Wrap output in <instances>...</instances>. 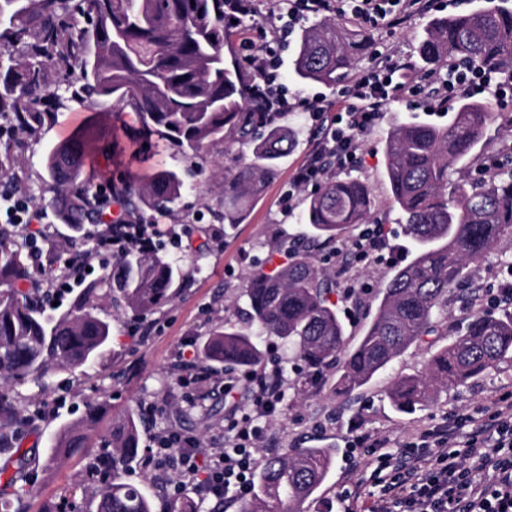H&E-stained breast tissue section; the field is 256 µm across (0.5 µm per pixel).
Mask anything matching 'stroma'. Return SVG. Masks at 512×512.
<instances>
[{"label":"stroma","mask_w":512,"mask_h":512,"mask_svg":"<svg viewBox=\"0 0 512 512\" xmlns=\"http://www.w3.org/2000/svg\"><path fill=\"white\" fill-rule=\"evenodd\" d=\"M466 0H430L426 9L409 15L399 24L366 25L344 18L349 30L364 34L372 46L352 65L350 76L369 70L376 60L388 61L416 75L420 61L416 53L419 38L427 21L466 9ZM296 50L295 40L278 45L277 81L287 87L289 95H322L335 101L337 89L321 83H301L293 74L291 64ZM459 104L451 99L438 105L429 87H421L411 97L388 104L376 126L362 138L358 161L349 171H337V178L352 174L366 182L375 200V215L385 224L390 244L401 248V262H408L410 242L397 222L393 210L385 170V137L395 125L409 122L451 121ZM93 121L114 137L119 147L114 154L94 153L85 162L84 184L93 189L112 179L114 184L143 181L160 170L179 172L185 182L182 199L174 214L143 212L146 220H155L162 227L186 224L190 235L184 236L182 249L173 248L168 239L159 245L176 265L187 272L176 297L162 305L146 320L152 328L149 340L133 332L129 318L112 323V350L104 362L86 373L57 370L42 382L31 381L20 386H7L1 392L26 416V423L13 438L14 447L24 452L25 466L18 475L17 486L0 489V500L11 503L10 512H60L62 498L71 495L76 512H96L93 500L101 482L96 459L102 443L112 431V423L124 414L135 413L141 420L140 450L135 461L123 471L126 481L143 484L151 497L153 512H167L170 503L165 477L167 467L149 461L146 448L152 436L175 426L206 441L223 442L226 434L224 379L216 377L207 396L190 402L178 383L179 370L173 352L181 341L201 342L210 330L227 320H236L235 302L243 278L256 262H283L281 250L289 238L301 233L300 219L307 197L297 191L291 210L281 207V198L288 190L293 170L306 158L320 129L311 121L301 120L295 113L281 117L283 125L293 127L297 142L264 189L245 223L224 224V178L213 173L210 166L197 167L167 137L153 132L139 143H132L127 134L139 128L140 122L132 108L97 106L81 110L80 106L58 112L35 137L19 138L11 150L18 157L12 179L31 201H38L47 174L45 154L64 135L74 134L84 123ZM393 265L384 260L350 263L343 278L336 281L332 300L349 334H358L368 321L366 313L355 310L354 298L345 293L349 284L362 280L360 270H369L363 280L371 287L386 281ZM449 342L448 336L424 337L410 346L390 365L385 375L350 394H334V370H326L316 388L307 397L297 394L296 380H289L281 411L271 420L267 432L266 454H283L291 448H332L336 455L331 471L305 505V512H341L339 496L359 479L369 478L375 467L371 449L357 448L354 438L370 432L389 439L390 451L404 448L421 427L454 423L458 416L487 418L492 403L501 394L512 392V361L500 364L482 377L471 381L462 390L442 391L435 402L411 413L397 411L386 392L391 379L419 374L426 370L436 351ZM95 399L99 408L94 417L88 447L76 449L59 465H48L47 450L58 430L78 421L85 413V402ZM156 403L155 412H147L148 403Z\"/></svg>","instance_id":"1"}]
</instances>
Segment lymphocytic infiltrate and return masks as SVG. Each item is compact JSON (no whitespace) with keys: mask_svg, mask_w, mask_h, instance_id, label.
<instances>
[{"mask_svg":"<svg viewBox=\"0 0 512 512\" xmlns=\"http://www.w3.org/2000/svg\"><path fill=\"white\" fill-rule=\"evenodd\" d=\"M425 6V0H279L278 24L270 37L248 40L246 62L257 79L267 111L285 112L296 107L322 127L321 137L294 169L283 205H290L294 191L318 186L330 171L353 165L363 136L375 127L384 107L415 91L417 84L394 80L392 73L374 66L342 92L340 106L331 115L322 98H292L286 88L276 86L274 42L286 40L296 25L313 15H348L375 26L399 23L409 10ZM431 82L449 97L490 89L504 98L512 92L511 82L493 80L473 68L435 73ZM96 194L103 215L101 245L111 254L154 247L163 236L173 247H181L179 233H164L160 225L140 218L113 216L115 195L101 187ZM43 218V211L12 183L0 187V222L12 226L26 246L27 260L59 299L79 286L80 280L72 272L69 250L45 253ZM243 382L252 388L253 412L230 419L231 435L224 443L207 444L178 428L153 437L151 454L163 459L171 470L174 495L189 490L201 501L229 497L241 502L250 497L255 454L266 442L262 420L273 415L283 401L286 379L279 365L249 372L243 379L225 381V398H233ZM387 444V439L366 432L355 440L356 447L381 451L378 469L382 488L368 512H512V393L496 399L487 421L474 425L465 435H458L456 426L448 425L417 431L406 452H387Z\"/></svg>","mask_w":512,"mask_h":512,"instance_id":"lymphocytic-infiltrate-1","label":"lymphocytic infiltrate"}]
</instances>
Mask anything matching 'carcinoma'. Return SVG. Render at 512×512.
I'll return each instance as SVG.
<instances>
[{"mask_svg":"<svg viewBox=\"0 0 512 512\" xmlns=\"http://www.w3.org/2000/svg\"><path fill=\"white\" fill-rule=\"evenodd\" d=\"M224 0H0V120L35 135L55 116L46 111L110 97L131 107L141 122L185 152L205 154L224 143V154L245 147L232 172H224V223L249 216L265 182L294 149L292 131L260 111L252 76L238 57L226 60ZM369 41L336 21L303 27L293 73L303 83L342 82ZM428 70L472 64L512 79V6L508 0L434 17L417 46ZM488 102L465 100L447 126L407 122L385 138L389 198L413 242L411 260L392 270L375 297V311L349 351L329 300L336 269L318 252L335 246L347 228L372 222L368 185L330 177L306 198L310 236L288 246V263L250 273L243 285L248 310L215 327L198 348L200 363L224 372H250L264 361L262 339L275 336L300 362L298 390L309 391L323 369L337 364L336 393L369 384L422 337L447 328L448 292L471 268L512 238V168L497 164L474 179L463 170L496 120ZM88 123L49 151L41 196L64 224L81 231L97 210L96 194L83 187L81 158L96 143ZM457 179H452L453 173ZM184 180L159 170L121 190L126 206L171 212ZM30 276L18 249L0 230V384L47 376L56 368L82 372L111 351L112 324L98 310L145 319L177 295L182 270L159 249L112 257V274L83 283L69 309L46 312L25 299L18 285ZM512 361V311L476 310L438 350L427 370L400 376L388 390L402 410L425 407L441 390L466 385ZM22 424L12 401L0 395V441ZM140 419L130 413L112 425V475L95 493L97 512H152L146 494L123 481L120 467L138 455ZM89 436L73 423L53 441L47 463L61 462ZM336 450L297 448L261 459L242 512H301L326 480Z\"/></svg>","mask_w":512,"mask_h":512,"instance_id":"carcinoma-1","label":"carcinoma"}]
</instances>
